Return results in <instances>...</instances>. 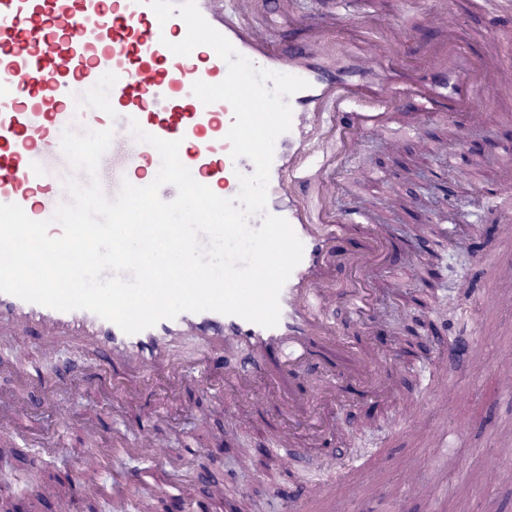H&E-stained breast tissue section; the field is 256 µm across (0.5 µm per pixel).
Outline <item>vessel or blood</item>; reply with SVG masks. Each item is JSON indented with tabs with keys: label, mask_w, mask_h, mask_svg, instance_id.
Instances as JSON below:
<instances>
[{
	"label": "vessel or blood",
	"mask_w": 512,
	"mask_h": 512,
	"mask_svg": "<svg viewBox=\"0 0 512 512\" xmlns=\"http://www.w3.org/2000/svg\"><path fill=\"white\" fill-rule=\"evenodd\" d=\"M256 0H196L205 20L242 55L260 68L308 81L306 89L288 99L292 126L276 141L267 186L266 210L284 218L302 241L303 257L279 296L280 320L265 328L237 316L214 311L185 312L135 334L87 310L56 311L0 293V335L25 336L38 331L60 341L91 342L97 356L77 384L89 391L102 374L112 378L114 405L138 397L139 383L157 366L165 368V383L178 392L191 379L207 385L223 383L237 402H225L228 415L273 413L301 426L280 444L307 455L320 449L332 422L320 407L339 400L347 387L382 393L404 361L402 348L379 358L356 346L338 325L332 307V285L338 268L359 274L346 295L352 318L365 327L377 323L373 292L365 285L377 270L393 264L395 243L387 225L369 224L364 200L336 206V178L353 172L364 134L383 135L396 126L420 132L430 117L448 113L472 117L486 111L492 94L488 74L500 86L512 85V71L502 69L493 48L471 53L458 42L444 0L429 13L432 29L443 40L422 50L423 66L414 76L402 71L403 31L396 26L376 29L358 18L357 0H345L343 16L298 12L293 0L266 25L253 20ZM187 26L180 17L159 23L146 0H0V204L15 203L34 220H51L69 194L63 186L74 173L61 149L65 130L113 129L98 178L107 198H115L122 181L137 182L158 172L161 157L150 144L137 141L130 119L166 140H180L179 157L193 178L223 198L239 191L238 174L254 170L248 158L232 159L225 139L234 121L225 102L202 104L191 92L195 81L221 82L228 67L214 50L196 47L177 56L168 42L181 41ZM314 56L342 51L348 66L338 76L317 63L298 60L304 42ZM415 107L399 120V102ZM311 187L315 209L300 195ZM193 332L205 344L197 364L170 354L175 336ZM247 346L241 360L229 359L223 341ZM316 362L333 370L326 392H309L305 370ZM16 419L27 417L26 397L37 390L55 392L57 382L36 367L18 372ZM115 454L150 462L159 479L172 465L164 448L151 438L146 424L132 428L117 423L112 431ZM97 436H90L83 456L73 461L69 478L72 495L59 512H79L83 498L108 486L112 512H127L128 488L142 482L144 471L113 467L101 483Z\"/></svg>",
	"instance_id": "obj_1"
}]
</instances>
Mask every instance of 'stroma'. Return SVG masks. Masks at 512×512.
Instances as JSON below:
<instances>
[{
  "label": "stroma",
  "mask_w": 512,
  "mask_h": 512,
  "mask_svg": "<svg viewBox=\"0 0 512 512\" xmlns=\"http://www.w3.org/2000/svg\"><path fill=\"white\" fill-rule=\"evenodd\" d=\"M447 2L464 41L477 48L489 36L498 37L501 63L512 66V0H500L490 14L473 11L469 0ZM434 5L435 0H418L409 8L402 0H361L359 7L378 28L399 23L413 48L432 37L426 18ZM510 130L512 89L492 97L481 120L469 125L468 135L495 138ZM460 148L449 116L433 118L423 136H405L397 143L379 135L367 137L358 159L360 171L384 174L388 184L379 188L354 174L341 178L346 191L338 196L342 209L351 197L369 200L371 220L390 225L402 249L399 262L411 271L400 288L377 292L383 304L380 336L363 334L344 310L351 282L349 271H340L334 285L335 312L344 330L353 340L380 348L386 336L416 328V363L434 366L433 376L401 374L389 401L344 404L329 454L320 460L298 456L287 468L273 460L279 426H271L262 438L255 432L260 417L227 419L219 404L224 393L220 385L184 392L172 401L165 421L151 427L172 455H186L182 440L187 436L199 447L197 454L188 455L184 483L168 486V497L182 502L207 494L220 498L225 487L242 486L246 496L237 501V512H280L281 501L297 495V483L320 469L336 475V487L309 504L307 512H512V478L501 480L489 496L481 494L501 463L512 461V395L499 389L502 379L512 378V306L502 303L503 298L512 299V239L498 233L499 224L512 220V197L491 203L477 196L488 178L512 183V154L466 164L458 160ZM440 222L447 223L449 238L470 247L449 250L427 285L422 280L424 261L409 245ZM488 238L495 249L489 260H477L471 246ZM477 290L488 295L480 305L474 301ZM445 326L475 332L477 350L440 357L436 336ZM29 358L63 383L80 380L90 361L79 345L56 355L42 350L40 336H0V397L14 390L12 367ZM433 382L448 386L444 408L430 402ZM112 402L106 383L80 399L32 393L30 414L37 429L29 441L0 451V487L19 475L57 493L58 476L83 452L90 428L110 435ZM394 411L405 418V427L378 437L380 424ZM59 438L66 443L64 453H44V445ZM409 483L414 493L404 492Z\"/></svg>",
  "instance_id": "1"
}]
</instances>
